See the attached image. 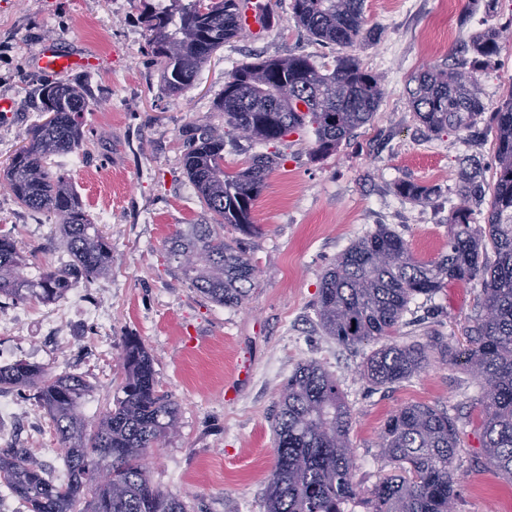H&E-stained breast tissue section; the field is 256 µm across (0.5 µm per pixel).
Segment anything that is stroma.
<instances>
[{"instance_id":"1","label":"stroma","mask_w":512,"mask_h":512,"mask_svg":"<svg viewBox=\"0 0 512 512\" xmlns=\"http://www.w3.org/2000/svg\"><path fill=\"white\" fill-rule=\"evenodd\" d=\"M289 4L278 0L264 36L246 30L225 42L196 85L171 96L144 48L140 0H0V96L17 102L15 112L0 114V167L44 119L34 104L52 77L36 67V49L54 42L86 57L95 98L84 115L86 151L71 155L62 172L112 243L111 273L79 284V297L28 302L24 334H0V366L24 359L82 375L91 386L84 407L91 417L119 392L124 337H140L154 358L158 390L180 408L177 434L147 452L152 482L178 494L190 512H265L275 402L297 364L316 361L335 374L351 411L362 492L393 471L377 447L388 417L406 404L427 403L446 409L460 431L454 512H512V482L485 459L481 389L465 365L436 361L409 381L373 385L361 366L375 342L338 345L322 331L315 305L324 272L378 225L399 233L419 259L447 253L459 160L474 155L491 162L493 133H428L410 106V79L422 68L461 62L457 50L475 30L503 28L501 51L480 81L485 109L494 111L512 90V0L492 9L487 0H365L379 37L355 52L380 78L379 109L324 159L312 158L310 133L278 145L284 160L253 210L260 233L244 239L224 228L226 241L244 239L259 271L249 302L231 309L206 300L166 259L167 238L206 216L183 173L179 137L192 123L223 124L211 105L225 77L256 54L329 63L339 52L313 42L292 20ZM401 180L439 187L442 195L402 199L393 191ZM0 230L12 233L32 265L69 259L53 217L19 208L1 182ZM480 291L479 281H451L431 297H417L396 340L423 343L436 334L466 348ZM80 298L106 307L110 323L92 327L75 311ZM55 322L62 335L52 332ZM26 407L0 446L35 449L36 460L56 472L64 450L53 426L34 401Z\"/></svg>"}]
</instances>
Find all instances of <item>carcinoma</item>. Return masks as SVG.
<instances>
[{
    "instance_id": "obj_1",
    "label": "carcinoma",
    "mask_w": 512,
    "mask_h": 512,
    "mask_svg": "<svg viewBox=\"0 0 512 512\" xmlns=\"http://www.w3.org/2000/svg\"><path fill=\"white\" fill-rule=\"evenodd\" d=\"M243 0H142L148 53L159 65L162 89H192L201 68L224 42L243 29ZM292 18L322 45L345 49L333 64L309 55L256 56L235 67L214 109L225 128L192 124L182 131L181 165L209 214L202 224L178 229L166 241L168 261L208 300L224 307L249 301L255 265L240 243L224 240V225L251 236L256 198L280 154L251 156L234 172L224 170V136L264 144L310 130L312 155L323 157L369 123L382 98L378 76L349 49L377 35L367 25L364 0H291ZM503 31H476L467 50L470 69L430 68L414 77L410 103L428 132H465L485 114L479 77L501 48ZM89 78L50 82L42 88L44 121L26 131L27 144L3 169L16 203L47 213L58 224L70 261L31 271L9 233H0V297L11 301L62 300L81 280L109 274L112 243L95 224L64 177L52 173L55 158L84 146V113L92 105ZM290 89L288 97L282 90ZM495 134L491 180L476 161L460 173L462 203L449 221L448 253L417 259L408 243L385 224L344 250L321 278L316 311L326 335L344 347L381 346L361 373L377 386L408 380L432 361L464 365L482 393L483 448L491 467L512 480V90L490 115ZM438 192L413 181L395 184L405 199L428 200ZM488 202L487 223L472 205ZM494 259H489V256ZM481 283L479 312L466 329L462 353L438 338L400 344L394 335L411 300L431 296L449 281ZM121 396L89 418L83 409L87 382L54 374L20 359L0 367V391L12 390L45 410L65 449L66 479L55 480L26 448L0 447V484L26 512H188L183 499L155 486L142 465L147 449L171 438L179 409L156 389L153 359L136 336L124 337ZM275 461L267 477L266 512H344L361 497L349 445L352 415L336 377L322 364H299L275 402ZM380 455L396 474L380 479L369 512H448L456 497L458 427L448 411L426 403L391 414L381 432ZM107 469L112 479L95 480Z\"/></svg>"
}]
</instances>
